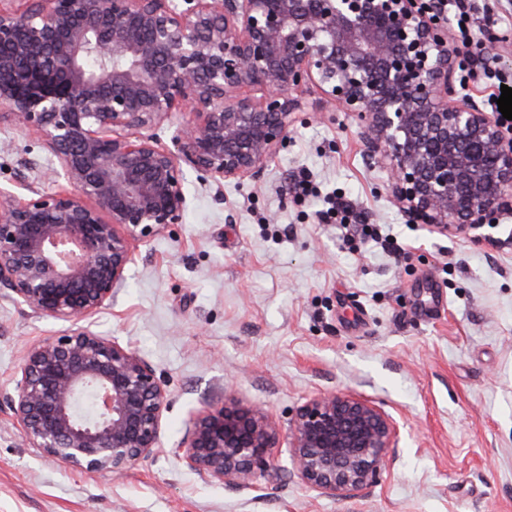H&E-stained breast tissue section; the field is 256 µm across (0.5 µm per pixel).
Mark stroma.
I'll return each instance as SVG.
<instances>
[{
	"label": "stroma",
	"mask_w": 512,
	"mask_h": 512,
	"mask_svg": "<svg viewBox=\"0 0 512 512\" xmlns=\"http://www.w3.org/2000/svg\"><path fill=\"white\" fill-rule=\"evenodd\" d=\"M301 98V120L258 177L218 186L188 172L183 222L140 244L111 307L90 320L165 383L152 458L88 472L21 436L9 402L23 354L67 324L0 287V512H512V213L477 240L409 223L354 116L316 87ZM50 165L0 124V188L54 191ZM303 178L315 194L297 195ZM335 198L389 244L323 221ZM333 391L369 399L399 428L351 499L291 473L296 409ZM228 395L275 422L274 483L227 487L176 456L192 414Z\"/></svg>",
	"instance_id": "1"
}]
</instances>
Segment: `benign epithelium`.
<instances>
[{
  "label": "benign epithelium",
  "mask_w": 512,
  "mask_h": 512,
  "mask_svg": "<svg viewBox=\"0 0 512 512\" xmlns=\"http://www.w3.org/2000/svg\"><path fill=\"white\" fill-rule=\"evenodd\" d=\"M457 50L419 0H23L0 9V120L36 136L59 191L0 190V286L72 327L24 353L14 423L71 467L121 474L158 451L167 391L131 348L79 322L112 305L138 243L183 223L184 167L255 177L313 85L360 121L413 224L467 234L512 211V138L459 97ZM190 115L164 145L172 114ZM397 424L371 401L319 394L289 429L294 475L321 495L372 483ZM278 431L235 398L176 448L249 489Z\"/></svg>",
  "instance_id": "1"
}]
</instances>
